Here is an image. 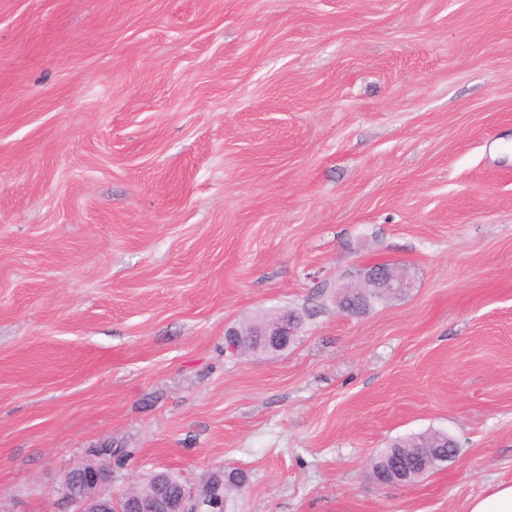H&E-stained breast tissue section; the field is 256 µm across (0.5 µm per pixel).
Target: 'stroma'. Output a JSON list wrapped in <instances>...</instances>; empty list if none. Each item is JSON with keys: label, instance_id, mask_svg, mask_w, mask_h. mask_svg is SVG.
Returning <instances> with one entry per match:
<instances>
[{"label": "stroma", "instance_id": "1", "mask_svg": "<svg viewBox=\"0 0 512 512\" xmlns=\"http://www.w3.org/2000/svg\"><path fill=\"white\" fill-rule=\"evenodd\" d=\"M375 263L410 291L339 312ZM430 430L457 457L377 486ZM92 448L111 497L243 471L231 512L512 484V0H0V512H74ZM256 336H267L275 351L285 350L294 336H299L296 318L288 310L277 321L269 322L260 319L253 328ZM433 442L425 434L413 435L402 437L392 441L386 448H381L370 457L371 469L380 470L376 474L381 475L383 471L390 468L395 455L401 456V462L411 476L415 477L419 473H427L441 468L448 462V442L444 444L446 448H430L428 445ZM429 466L425 460L429 457ZM410 473L398 471L396 469L390 470L389 484H402L410 485L413 483L408 482Z\"/></svg>", "mask_w": 512, "mask_h": 512}]
</instances>
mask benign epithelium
Returning <instances> with one entry per match:
<instances>
[{"instance_id":"1","label":"benign epithelium","mask_w":512,"mask_h":512,"mask_svg":"<svg viewBox=\"0 0 512 512\" xmlns=\"http://www.w3.org/2000/svg\"><path fill=\"white\" fill-rule=\"evenodd\" d=\"M409 287V279L396 276L385 265L376 264L368 267V274L361 277L357 287L340 292L336 304L348 313L350 309L345 301L353 295L369 302L380 288H391L403 294ZM253 334L267 337L273 349L280 351L299 335V331L294 315L285 312L277 321L258 320ZM110 478V472L94 457L65 473L62 486L66 497L77 505L76 512H224V495L217 492L199 495L181 482L166 481L164 474L146 478L148 490L145 493L135 485L120 497H106L101 489Z\"/></svg>"}]
</instances>
